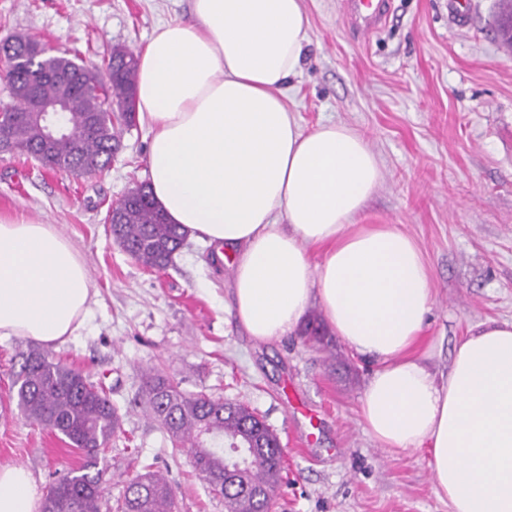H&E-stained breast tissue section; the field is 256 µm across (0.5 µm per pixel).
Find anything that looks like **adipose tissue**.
Returning a JSON list of instances; mask_svg holds the SVG:
<instances>
[{"label":"adipose tissue","instance_id":"adipose-tissue-1","mask_svg":"<svg viewBox=\"0 0 512 512\" xmlns=\"http://www.w3.org/2000/svg\"><path fill=\"white\" fill-rule=\"evenodd\" d=\"M191 12L138 54L149 186L168 222L230 262L233 307L254 339L294 331L318 302L373 366L364 428L389 451L427 449L451 512H512V321L471 328L447 377L432 374L416 353L432 303L423 253L397 225L358 221L379 156L340 123L303 131L283 101L308 28L301 0H191ZM90 299L66 237L0 215L1 336L60 345ZM0 512H37L25 468L0 467Z\"/></svg>","mask_w":512,"mask_h":512}]
</instances>
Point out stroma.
Masks as SVG:
<instances>
[{"mask_svg": "<svg viewBox=\"0 0 512 512\" xmlns=\"http://www.w3.org/2000/svg\"><path fill=\"white\" fill-rule=\"evenodd\" d=\"M391 0L375 34H353L342 0H302L301 70L283 100L303 130L337 122L364 134L383 180L359 218L395 224L420 246L433 298L421 350L436 376L469 327L512 321V48L496 19L502 0ZM190 19V0H0V41L15 34L105 69L113 46L138 51L162 26ZM151 134L122 135L109 171L54 173L0 155V214L51 224L84 261L94 293L75 336L53 355L101 385L122 425L101 453L115 512L145 469L171 483L178 512H224V501L152 420L143 378L157 370L187 393L245 404L277 434L288 481L272 512H450L426 450L380 448L359 420L371 368L332 330L318 303L304 330L255 340L232 304L233 271L209 243L188 239L173 263L143 267L113 240L109 207L148 182ZM29 339L0 337V467L20 465L39 493L78 466L77 451L17 408L14 384Z\"/></svg>", "mask_w": 512, "mask_h": 512, "instance_id": "35a3bbf8", "label": "stroma"}]
</instances>
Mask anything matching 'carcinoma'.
Returning <instances> with one entry per match:
<instances>
[{
    "label": "carcinoma",
    "mask_w": 512,
    "mask_h": 512,
    "mask_svg": "<svg viewBox=\"0 0 512 512\" xmlns=\"http://www.w3.org/2000/svg\"><path fill=\"white\" fill-rule=\"evenodd\" d=\"M36 45L20 35L0 50V56L15 60V73L3 78L10 103L0 110L20 115L45 103L69 101L72 110L59 114L68 132L48 147L44 124L30 118L0 133L12 136L15 152L48 170L74 175L103 172L123 132L134 126L136 54L113 47L102 72L74 58L40 54ZM118 204L122 215L115 228L117 241L144 267L165 269L185 242L179 225L168 223L149 191L123 197ZM15 385L20 412L81 451L80 465L49 487L42 512H101L106 479L100 451L121 428L118 409L80 371L37 348L23 355ZM143 392L151 418L164 427L174 447L187 449L194 470L224 498V512H271L284 465L277 435L263 420L239 402L226 404L204 393H186L158 371L146 374ZM233 443L247 444L242 465L224 450ZM174 506L167 479L147 472L139 482L127 485L117 512H174Z\"/></svg>",
    "instance_id": "cac0c4a2"
}]
</instances>
